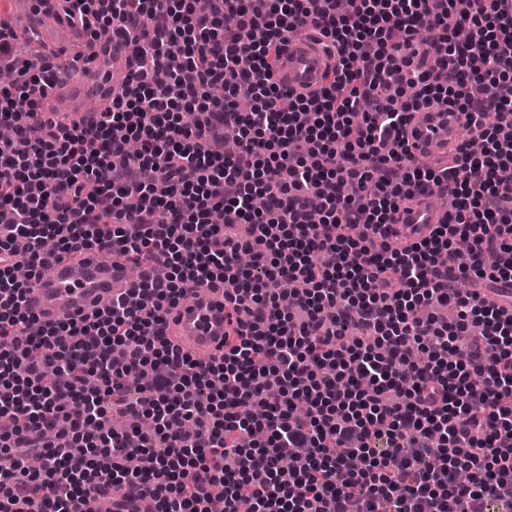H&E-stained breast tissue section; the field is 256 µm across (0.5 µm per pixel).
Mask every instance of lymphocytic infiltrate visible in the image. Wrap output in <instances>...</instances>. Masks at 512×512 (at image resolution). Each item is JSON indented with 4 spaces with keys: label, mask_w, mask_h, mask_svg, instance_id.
Masks as SVG:
<instances>
[{
    "label": "lymphocytic infiltrate",
    "mask_w": 512,
    "mask_h": 512,
    "mask_svg": "<svg viewBox=\"0 0 512 512\" xmlns=\"http://www.w3.org/2000/svg\"><path fill=\"white\" fill-rule=\"evenodd\" d=\"M61 11L92 38L145 36L133 83L93 125L34 139L27 117L57 73L20 61L0 21V126L14 131L0 139V512H76L124 489L155 512H512V312L476 289L512 283V0ZM309 23L338 62L325 94L285 103L280 46ZM429 104L464 115L482 145H461L443 176L404 157L401 132ZM441 185L447 223L411 248L383 241L403 201ZM100 244L167 274H141L137 306L123 295L28 335L17 271ZM454 272L473 289L452 290ZM271 280L292 306L264 292ZM204 285L238 321L199 368L164 316ZM450 303L451 322L436 313Z\"/></svg>",
    "instance_id": "obj_1"
}]
</instances>
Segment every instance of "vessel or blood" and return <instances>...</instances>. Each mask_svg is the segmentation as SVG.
<instances>
[{
    "label": "vessel or blood",
    "mask_w": 512,
    "mask_h": 512,
    "mask_svg": "<svg viewBox=\"0 0 512 512\" xmlns=\"http://www.w3.org/2000/svg\"><path fill=\"white\" fill-rule=\"evenodd\" d=\"M17 24L34 27L47 44L75 50L88 57L89 65L68 82L55 86L40 107L29 117L31 126L52 130L55 125L89 123L94 114L86 107L87 97L109 105L128 83L131 74L126 44L90 43L84 33L74 31L59 17V0H46L39 12H32L33 0H14ZM337 54L320 34L306 38L290 35L280 51L274 79L284 95H315L329 84ZM468 133L462 116L443 107H429L414 113L403 131L410 154L436 167L453 163L455 148ZM447 210L433 193L417 195L403 202L392 227L397 238L415 243L428 237L436 225L446 223ZM110 259L96 252H78L49 257L47 265L27 293V307L41 320L83 319L110 305L113 296L133 288L130 269L136 255L111 249ZM230 326L224 319V293L219 288L193 289L189 300L170 313L165 333L196 365L204 367L224 353V334Z\"/></svg>",
    "instance_id": "1"
}]
</instances>
